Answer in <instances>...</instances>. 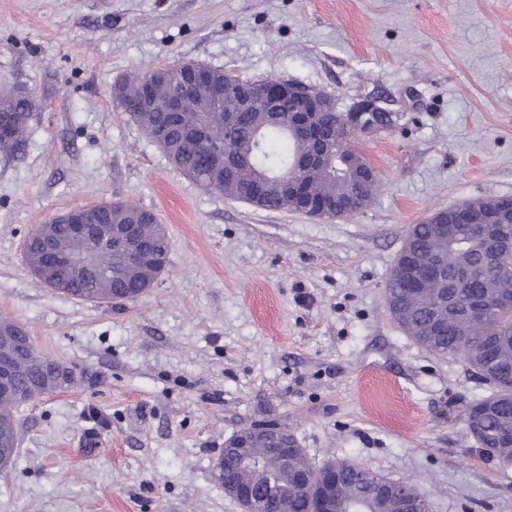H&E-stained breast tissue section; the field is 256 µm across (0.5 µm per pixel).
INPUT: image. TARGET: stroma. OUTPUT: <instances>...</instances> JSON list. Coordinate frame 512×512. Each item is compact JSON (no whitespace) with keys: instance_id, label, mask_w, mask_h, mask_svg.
I'll list each match as a JSON object with an SVG mask.
<instances>
[{"instance_id":"stroma-1","label":"stroma","mask_w":512,"mask_h":512,"mask_svg":"<svg viewBox=\"0 0 512 512\" xmlns=\"http://www.w3.org/2000/svg\"><path fill=\"white\" fill-rule=\"evenodd\" d=\"M183 61L396 112L358 140L375 200L330 221L205 192L112 101L133 71ZM15 84L38 108L0 157V317L77 382L19 408L0 512H242L212 464L261 421L315 464L418 485L430 512H512V466L460 421L476 381L385 302L410 225L512 196V0H0V89ZM115 199L166 226L158 282L112 306L43 285L30 229Z\"/></svg>"}]
</instances>
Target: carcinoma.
<instances>
[{
	"mask_svg": "<svg viewBox=\"0 0 512 512\" xmlns=\"http://www.w3.org/2000/svg\"><path fill=\"white\" fill-rule=\"evenodd\" d=\"M179 64L143 69L112 87L117 107L155 142L170 162L208 192L265 210L298 212L282 183L299 179L305 195L320 205L341 199L355 213L380 191V180L365 187L356 180L365 161L355 148L358 133L341 136V115L320 116L321 136L329 145L318 163L295 168L309 156L311 142L291 134L272 118L261 103L239 107L236 85L224 84V100L212 98L201 86L189 94L182 112L166 111V101L179 94ZM153 82V98L141 99L143 85ZM33 106L12 91L0 93V114L12 120L11 134L0 138V155H13L22 146ZM104 224H138L140 237L150 243L151 258L127 265L107 243L92 245L72 241L70 248L92 257L100 273L81 271L60 275L54 291L78 300L111 304L133 301L151 288L169 264L170 241L156 214L132 202L113 200L92 207ZM444 255L441 268L427 272L429 255ZM386 303L403 332L429 352L456 359L477 381L482 393L463 410L461 421L477 448L488 458L512 462V197L488 196L465 201L452 224L422 219L409 227L385 282ZM26 335L12 320L0 317V353L11 354L20 364L17 386L36 399L48 393L42 385L43 367L29 358L16 342L5 343L2 332ZM224 484L250 481L236 455L224 454ZM336 490L334 510L345 512L350 502L363 504L364 512H413V504L427 501L424 489L407 484L409 496L393 490L401 481L374 472L356 462L327 461L314 464L306 451L295 448L284 472L274 464L276 482L270 486L255 478L267 509L277 496L288 495L291 512H315L318 494L310 495L298 484L303 474L324 469Z\"/></svg>",
	"mask_w": 512,
	"mask_h": 512,
	"instance_id": "carcinoma-1",
	"label": "carcinoma"
}]
</instances>
